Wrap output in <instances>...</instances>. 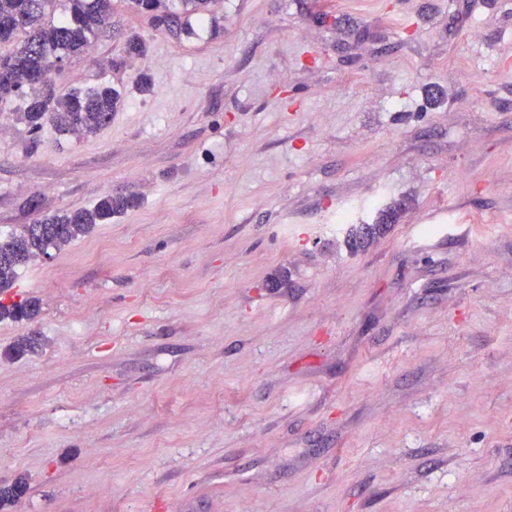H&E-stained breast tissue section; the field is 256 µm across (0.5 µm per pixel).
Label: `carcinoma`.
Returning <instances> with one entry per match:
<instances>
[{"mask_svg": "<svg viewBox=\"0 0 512 512\" xmlns=\"http://www.w3.org/2000/svg\"><path fill=\"white\" fill-rule=\"evenodd\" d=\"M140 13L155 14L174 20L180 31L191 33L190 18L203 16L211 0H128ZM58 0H0V24L11 26L6 43L13 48L0 52V84L18 87L16 96L25 99L20 120L33 133L49 121L60 134L77 136L94 134L107 126L112 113L122 104L121 93L103 82L84 89L62 91L50 74L59 60L87 52L111 19L112 0H66L65 15L55 19ZM135 199L107 193L89 208L47 213L31 224L0 236V295L15 284L19 271L30 262L52 257L72 242L89 234L97 224L134 207ZM39 314V302L28 298L10 303L0 301V322L32 321ZM39 338L21 336L3 353L19 358L38 352ZM29 491L25 478L15 479L13 486L0 489V510L14 505Z\"/></svg>", "mask_w": 512, "mask_h": 512, "instance_id": "1", "label": "carcinoma"}]
</instances>
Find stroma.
Instances as JSON below:
<instances>
[{
	"mask_svg": "<svg viewBox=\"0 0 512 512\" xmlns=\"http://www.w3.org/2000/svg\"><path fill=\"white\" fill-rule=\"evenodd\" d=\"M211 11L112 0L51 74L120 90L96 134L0 114V233L137 201L9 292L40 313L0 353L42 346L0 356L8 512H512V0ZM127 2H129L132 9L140 13H153V17L156 19L170 16L181 32L190 34L192 33L190 18L193 15L202 17L207 11L211 0H179L178 5L173 3V1L169 4L162 0H128ZM161 9H164L163 14H156Z\"/></svg>",
	"mask_w": 512,
	"mask_h": 512,
	"instance_id": "stroma-1",
	"label": "stroma"
}]
</instances>
